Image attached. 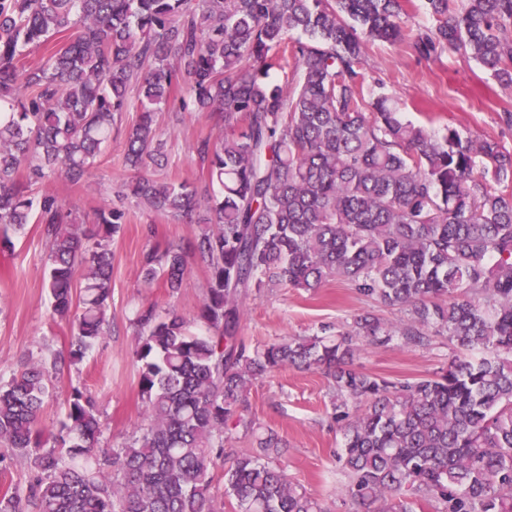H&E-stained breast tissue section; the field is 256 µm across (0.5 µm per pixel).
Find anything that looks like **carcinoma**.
<instances>
[{"mask_svg": "<svg viewBox=\"0 0 512 512\" xmlns=\"http://www.w3.org/2000/svg\"><path fill=\"white\" fill-rule=\"evenodd\" d=\"M0 0V246L45 227L53 315L72 324L67 355L30 361L0 382V444L26 461L25 486L0 512H224L209 473L224 427L242 421L254 380L284 367L326 372L341 423L344 495L360 512H512V152L449 124L440 137L403 120L368 48L409 42L424 59L478 62L512 85V0ZM44 51L31 66L25 53ZM283 77H273V71ZM226 133L194 147L209 182L148 174L166 159L156 123L172 95ZM131 194L150 210L212 228L193 251L209 287L192 319L157 306L135 318L138 388L148 427L100 445L95 403L73 389L57 441L38 412L61 366L106 334L111 241L123 213L95 229L66 219L57 195L20 182L78 185L122 124ZM83 270L79 299L74 274ZM182 250L147 252L141 276L182 285ZM308 290L334 279L404 312L361 315L334 339L305 336L252 352L237 342L242 296L263 280ZM452 356L424 378L390 380L353 366L354 341L427 346ZM224 469L238 512H328L271 464L286 448L271 428Z\"/></svg>", "mask_w": 512, "mask_h": 512, "instance_id": "cac0c4a2", "label": "carcinoma"}]
</instances>
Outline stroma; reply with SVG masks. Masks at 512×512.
<instances>
[{
  "label": "stroma",
  "instance_id": "1",
  "mask_svg": "<svg viewBox=\"0 0 512 512\" xmlns=\"http://www.w3.org/2000/svg\"><path fill=\"white\" fill-rule=\"evenodd\" d=\"M369 55L372 76L384 81L406 120L435 132L452 124L467 136L496 138L512 152V128L499 122L503 111H512V87H501L476 61L459 56L440 62L421 59L406 44L377 43ZM157 121L168 152V162L158 171V178L187 181L199 191H211L195 162L193 147L214 131V118L181 115L180 101L175 98L158 113ZM126 132L123 126L113 131L84 184L72 186L60 180L45 184L78 221L91 222L95 211L105 206L125 213V222L112 239L107 334L81 363L63 369L39 416L41 427L58 432L72 390H86L96 401L100 443L112 448L129 443L145 423L135 361L139 338L133 321L137 310L154 303L161 312L193 318L209 285L206 263L188 250L201 233V225L185 224L139 205L126 186ZM11 239L12 248L0 249V378L5 380L27 360L49 361L67 351L73 339L70 324L51 315L52 299L44 281L49 243L43 225H25ZM177 245L188 250L181 288L172 293L159 281L144 284L139 277L144 252ZM242 305L245 315L238 337L250 348L294 336L323 333L331 338L368 312L388 322L401 316L399 310L369 301L333 280L310 290L267 282L252 289ZM450 352L447 337L436 336L424 348L361 346L354 364L390 379H412L438 371ZM332 398L323 371L293 367L273 371L248 388L243 402L245 423H228L224 450L234 456L253 453L254 430L274 428L287 442L279 463L289 477L330 512H356V505L341 492L345 477L337 455L342 435L334 419Z\"/></svg>",
  "mask_w": 512,
  "mask_h": 512
}]
</instances>
